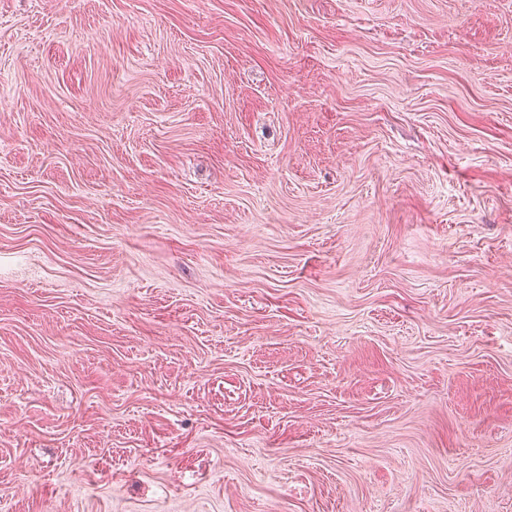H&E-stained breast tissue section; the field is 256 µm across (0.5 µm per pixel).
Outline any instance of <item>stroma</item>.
Instances as JSON below:
<instances>
[{
  "label": "stroma",
  "mask_w": 512,
  "mask_h": 512,
  "mask_svg": "<svg viewBox=\"0 0 512 512\" xmlns=\"http://www.w3.org/2000/svg\"><path fill=\"white\" fill-rule=\"evenodd\" d=\"M0 512H512V0H0Z\"/></svg>",
  "instance_id": "obj_1"
}]
</instances>
